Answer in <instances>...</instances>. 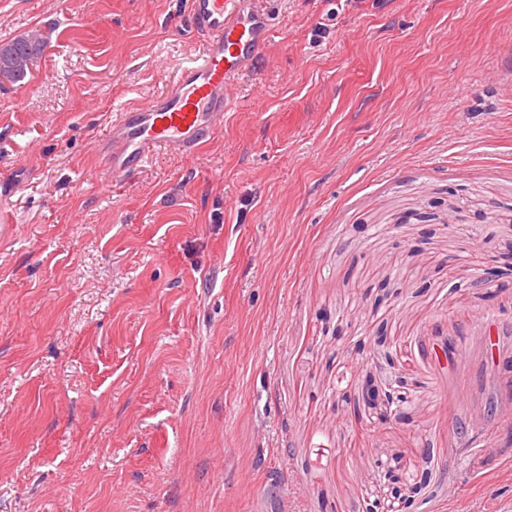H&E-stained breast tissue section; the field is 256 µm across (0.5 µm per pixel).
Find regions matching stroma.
Segmentation results:
<instances>
[{
	"mask_svg": "<svg viewBox=\"0 0 512 512\" xmlns=\"http://www.w3.org/2000/svg\"><path fill=\"white\" fill-rule=\"evenodd\" d=\"M265 5L223 130L115 181L187 0H0V512H512V0ZM46 45L47 38L39 30L1 41L0 73L5 74L10 83H23L32 76ZM362 397L369 405H381L384 407L386 416L392 414L400 417L399 405L400 397L394 396V392L391 390L382 389L375 382L369 378L365 381L362 386ZM396 405L395 409H391L393 405ZM399 412V414H397Z\"/></svg>",
	"mask_w": 512,
	"mask_h": 512,
	"instance_id": "stroma-1",
	"label": "stroma"
}]
</instances>
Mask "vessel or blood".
Returning a JSON list of instances; mask_svg holds the SVG:
<instances>
[{
  "mask_svg": "<svg viewBox=\"0 0 512 512\" xmlns=\"http://www.w3.org/2000/svg\"><path fill=\"white\" fill-rule=\"evenodd\" d=\"M193 23L206 35L199 60L180 69L168 90L127 107L99 143L107 171L119 179L143 166L150 147L195 153L238 108L236 86L253 72L272 37L271 18L259 0H189Z\"/></svg>",
  "mask_w": 512,
  "mask_h": 512,
  "instance_id": "b4317fda",
  "label": "vessel or blood"
}]
</instances>
